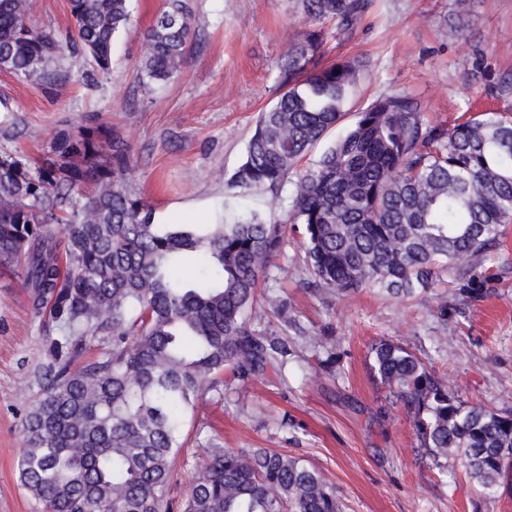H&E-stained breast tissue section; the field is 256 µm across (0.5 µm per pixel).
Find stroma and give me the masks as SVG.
<instances>
[{"instance_id":"stroma-1","label":"stroma","mask_w":512,"mask_h":512,"mask_svg":"<svg viewBox=\"0 0 512 512\" xmlns=\"http://www.w3.org/2000/svg\"><path fill=\"white\" fill-rule=\"evenodd\" d=\"M196 28L186 63L165 82H143V33L164 0H131L133 24L112 49L107 75L65 69L52 83L21 82L0 70V153L38 157L65 124L103 121L131 146L133 188L156 214L190 207L221 213L227 182L243 162L259 112L282 93L280 66L307 28L298 0H186ZM453 0H371L362 22L330 24L319 69L347 58L361 64L348 105L354 112L382 96L415 99L425 118L451 123L493 109L512 120V91L488 86L512 78V0H471L457 40ZM499 247L474 263L475 298L448 281L395 298L367 288L339 300L313 292L300 238L288 234L262 275V292L284 313L255 305V335L282 338L281 367L207 393L190 415L186 446L166 492L180 504L205 460L208 442L232 449L272 448L302 457L335 485L345 512H512V490L489 495L456 458L421 445L414 414L391 395L372 366L380 341L416 354L459 399L512 409V224ZM51 327L31 312L19 282L0 276V512H41L22 485L17 460L26 411L38 385L19 383L46 362Z\"/></svg>"}]
</instances>
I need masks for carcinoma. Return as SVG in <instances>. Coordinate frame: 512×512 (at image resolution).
<instances>
[{"label":"carcinoma","mask_w":512,"mask_h":512,"mask_svg":"<svg viewBox=\"0 0 512 512\" xmlns=\"http://www.w3.org/2000/svg\"><path fill=\"white\" fill-rule=\"evenodd\" d=\"M66 44L38 29L29 0H0V69L44 82L70 67L109 72L129 0H69ZM311 28L283 68L285 91L261 112L229 198L269 193L287 223L243 211L215 224L152 222L130 183L131 146L112 127L56 129L41 158L0 154V267L15 271L33 313L59 333L49 360L22 383L40 397L24 419L20 479L43 512H167L165 493L189 415L226 375L245 381L276 368L285 344L247 325L261 275L288 231L300 234L314 289L346 299L366 287L396 298L465 280L512 223V120L472 112L451 125L424 121L406 96H383L313 165L301 161L347 115L355 60L314 73L324 24L355 27L368 0H300ZM196 19L166 0L144 37L140 70L167 81L185 62ZM200 258L198 282L180 269ZM112 350L81 361L86 339ZM374 373L414 410L423 445L455 454L485 492L512 484V413L465 407L412 352L374 347ZM184 512H342L336 488L301 457L270 448L205 450Z\"/></svg>","instance_id":"cac0c4a2"}]
</instances>
